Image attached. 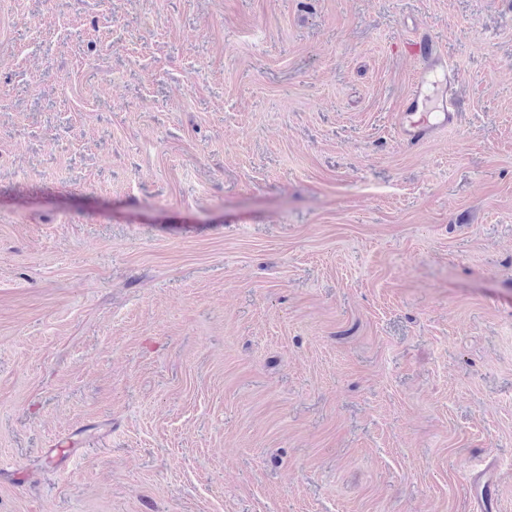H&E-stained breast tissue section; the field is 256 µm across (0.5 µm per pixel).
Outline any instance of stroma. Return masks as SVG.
Returning <instances> with one entry per match:
<instances>
[{
  "label": "stroma",
  "instance_id": "obj_1",
  "mask_svg": "<svg viewBox=\"0 0 512 512\" xmlns=\"http://www.w3.org/2000/svg\"><path fill=\"white\" fill-rule=\"evenodd\" d=\"M475 467L512 512V0H0V512H474ZM405 53L416 64L414 84L405 97L398 113L400 136L410 143L429 138L437 131H445L454 125L458 100L456 86L461 76L441 54L433 36L425 31L416 34L406 43ZM441 87V98L434 89ZM434 103L437 112H413L419 104Z\"/></svg>",
  "mask_w": 512,
  "mask_h": 512
}]
</instances>
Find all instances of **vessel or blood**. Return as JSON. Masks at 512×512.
I'll return each mask as SVG.
<instances>
[{
    "label": "vessel or blood",
    "instance_id": "1",
    "mask_svg": "<svg viewBox=\"0 0 512 512\" xmlns=\"http://www.w3.org/2000/svg\"><path fill=\"white\" fill-rule=\"evenodd\" d=\"M415 65L414 84L398 114L400 136L410 143L453 126L459 71L441 54L429 32L416 34L405 46Z\"/></svg>",
    "mask_w": 512,
    "mask_h": 512
}]
</instances>
